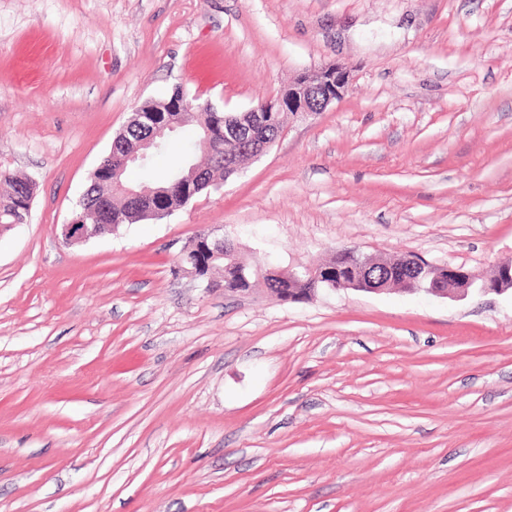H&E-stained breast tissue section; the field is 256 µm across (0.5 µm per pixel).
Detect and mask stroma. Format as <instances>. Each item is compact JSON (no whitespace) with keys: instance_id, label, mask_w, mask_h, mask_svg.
Here are the masks:
<instances>
[{"instance_id":"stroma-1","label":"stroma","mask_w":512,"mask_h":512,"mask_svg":"<svg viewBox=\"0 0 512 512\" xmlns=\"http://www.w3.org/2000/svg\"><path fill=\"white\" fill-rule=\"evenodd\" d=\"M340 64L166 219L60 227L129 112L181 85L241 112ZM0 512H512V291L224 292L352 247L481 276L512 261V0H0ZM350 83V72L339 65H329L302 74L283 87L277 96L260 102L246 112H261L263 121L268 120L269 112L287 117L316 115L325 112L339 101ZM28 179L6 174L0 175V233L13 229L15 220L22 221L28 214L30 194L24 197L19 190ZM15 224V226H13ZM210 236H211L210 233H203L201 241L204 242V244L210 249V252H212V255H213V259L224 258L225 253H226V255H228V252L233 250V248L229 247L230 243L226 239H224V237L216 238V237L211 236L213 239L214 245L213 246L209 245L207 241L210 238ZM238 260L243 261L238 256V254L236 255L234 253V255H232L231 258H224V262L221 259L218 264L211 265L213 268L214 267H216V268L224 267L223 269H224V288H225L224 292L225 293L236 294V293H246V291H248V292L253 291L252 290L253 288H229V282L227 280V277L232 276L233 273L235 272V270H233V271L230 270L229 267H231V266H228V264L231 261H233L234 264H236L235 262H237ZM216 268H214V269H216Z\"/></svg>"}]
</instances>
